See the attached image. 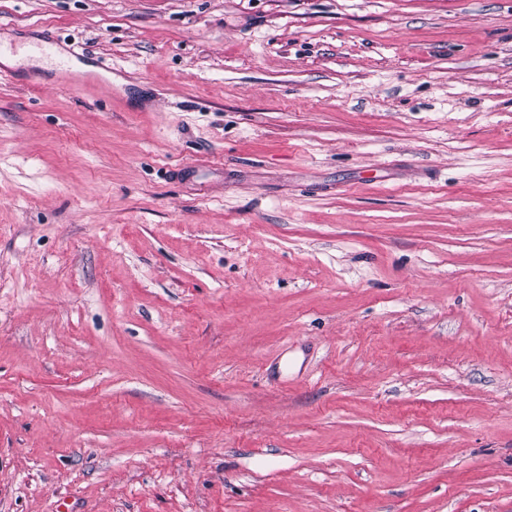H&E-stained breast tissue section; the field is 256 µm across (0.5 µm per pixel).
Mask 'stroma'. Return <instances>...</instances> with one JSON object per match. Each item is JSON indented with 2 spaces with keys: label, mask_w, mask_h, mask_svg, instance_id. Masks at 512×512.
Here are the masks:
<instances>
[{
  "label": "stroma",
  "mask_w": 512,
  "mask_h": 512,
  "mask_svg": "<svg viewBox=\"0 0 512 512\" xmlns=\"http://www.w3.org/2000/svg\"><path fill=\"white\" fill-rule=\"evenodd\" d=\"M0 43V512H512V0Z\"/></svg>",
  "instance_id": "stroma-1"
}]
</instances>
